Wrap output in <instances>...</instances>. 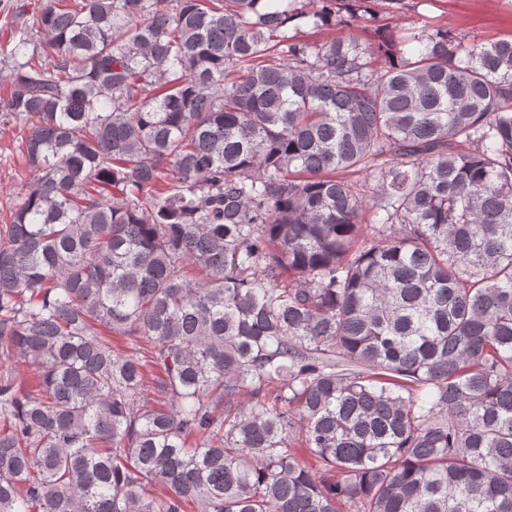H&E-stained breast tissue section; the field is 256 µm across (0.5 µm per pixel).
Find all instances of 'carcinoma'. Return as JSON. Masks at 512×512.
Masks as SVG:
<instances>
[{"mask_svg": "<svg viewBox=\"0 0 512 512\" xmlns=\"http://www.w3.org/2000/svg\"><path fill=\"white\" fill-rule=\"evenodd\" d=\"M402 6L46 0L12 39L0 512H512V37ZM343 11L374 40L299 35ZM27 133L28 124L0 112V224L10 222L13 207L31 181L22 149Z\"/></svg>", "mask_w": 512, "mask_h": 512, "instance_id": "cac0c4a2", "label": "carcinoma"}]
</instances>
